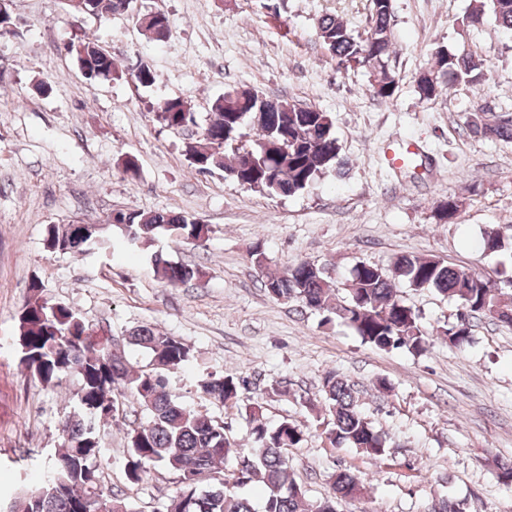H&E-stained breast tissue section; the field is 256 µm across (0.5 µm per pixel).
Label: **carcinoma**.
<instances>
[{
  "instance_id": "carcinoma-1",
  "label": "carcinoma",
  "mask_w": 512,
  "mask_h": 512,
  "mask_svg": "<svg viewBox=\"0 0 512 512\" xmlns=\"http://www.w3.org/2000/svg\"><path fill=\"white\" fill-rule=\"evenodd\" d=\"M392 5L370 0V26L363 35L354 34L334 13L318 19L317 35L336 61V68H364L373 77L375 95L387 100L397 88L395 72L389 68L393 34ZM492 20L512 31V0H476L466 20L471 25ZM170 30V20L150 21L148 37L160 41ZM70 52L92 80L133 78L142 85L153 83L151 68L140 63L138 71L119 67L95 41L85 37L70 44ZM437 66L422 72L416 91L423 100L438 96L449 85L480 84L486 60L475 53L436 51ZM265 99L251 88H231L213 105L214 118L202 138L187 144L186 155L200 171L220 169L239 185L269 195H292L310 186L330 170H343L340 147L330 115L320 109L301 111L288 101L277 100V111L263 113ZM160 122L173 129L195 122L194 113L179 98L166 99L156 107ZM465 127L476 135L512 140V114H499L484 105L467 113ZM251 129L252 152L233 146ZM460 205L444 202L437 219L455 222ZM115 228L123 241L151 247L158 232L177 239L200 241L205 225L192 216L171 211L120 213ZM45 245L62 255H79L115 248L100 227L81 235L71 224L46 228ZM154 275L169 286L184 285L200 275L196 267L172 261L163 253L147 254ZM350 287L339 296L327 280L326 269L314 261H300L281 274L267 273L263 286L276 300H293L302 308L324 314L348 326L361 341L376 349H405L422 354L432 342L418 313L397 294L403 281L414 289L430 288L452 299L458 306L456 321L438 335L452 346L471 342L473 320L489 316L512 324V303L490 280L471 270L456 268L426 255L401 254L381 267L364 262L350 271ZM42 284L34 281L18 312L16 344L19 362L30 380L44 388L55 386L63 376L77 379L72 410L59 422L63 442L51 455L42 478L23 486L8 512H136L125 498L105 492L100 486L95 462L104 455L106 437L116 419L115 393L127 390L139 400L142 418L126 432L128 456L125 474L137 484L156 466L179 475L174 494L163 512H255L237 489L259 479L267 493L261 512H335L334 500L354 499L368 493L366 484L343 470L333 475L334 498L312 501L288 471L286 451L304 437L299 425L282 421L270 428L259 415L260 407L245 408L249 425V451L241 453L231 441L224 422L207 406L187 407L171 390L168 373L189 366L194 355L189 346L155 327L140 326L129 332L127 343L144 351L148 363L136 367L125 353H115L102 343L93 329L72 307L48 305L41 298ZM244 381L233 375L209 373L197 382L199 397L224 405L240 400ZM319 404L331 415L329 439L333 445L347 444L371 459H380L389 444L362 411L348 380L329 373L323 380ZM239 455L232 479L224 477V459Z\"/></svg>"
}]
</instances>
